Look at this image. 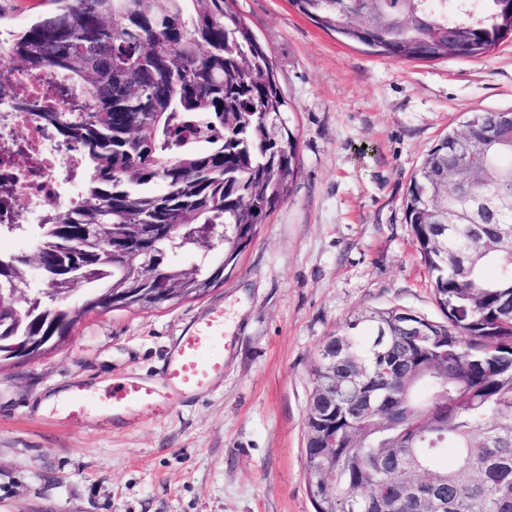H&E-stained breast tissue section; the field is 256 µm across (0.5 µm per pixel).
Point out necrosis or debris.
Masks as SVG:
<instances>
[{
  "label": "necrosis or debris",
  "instance_id": "1",
  "mask_svg": "<svg viewBox=\"0 0 512 512\" xmlns=\"http://www.w3.org/2000/svg\"><path fill=\"white\" fill-rule=\"evenodd\" d=\"M17 93L32 99H51L67 81L51 70L17 69ZM82 152L60 142L30 112L0 109V226L37 224L47 198L67 204L81 194Z\"/></svg>",
  "mask_w": 512,
  "mask_h": 512
}]
</instances>
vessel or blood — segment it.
Instances as JSON below:
<instances>
[{"label": "vessel or blood", "mask_w": 512, "mask_h": 512, "mask_svg": "<svg viewBox=\"0 0 512 512\" xmlns=\"http://www.w3.org/2000/svg\"><path fill=\"white\" fill-rule=\"evenodd\" d=\"M226 339L223 311H208L176 338L160 381L127 376L101 388L77 385L61 410L67 418L79 422L94 412H166L176 399L205 392L223 379L224 364L212 359L210 350Z\"/></svg>", "instance_id": "b4317fda"}]
</instances>
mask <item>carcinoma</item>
Wrapping results in <instances>:
<instances>
[{
  "label": "carcinoma",
  "mask_w": 512,
  "mask_h": 512,
  "mask_svg": "<svg viewBox=\"0 0 512 512\" xmlns=\"http://www.w3.org/2000/svg\"><path fill=\"white\" fill-rule=\"evenodd\" d=\"M53 16L0 40V102L32 112L84 154L87 190L47 209L37 249L0 254V281L22 298L0 320L15 336H68L86 302L126 310L138 282L92 246L145 225L157 296L172 283L196 296L224 282L281 204L299 148L276 68L229 0H55ZM320 28L394 60L481 58L512 37V0H289ZM65 73L74 98L16 95L12 70ZM503 129L483 155L448 149ZM463 171L467 195L448 194ZM512 110L483 112L425 155L404 200L443 319L401 306L349 317L312 369L306 412L308 494L315 512H512ZM446 207L453 223L430 215ZM153 224H175L162 233ZM219 225L212 255L197 237ZM53 265L90 288L51 302L26 269ZM336 383V408L322 393ZM336 455L313 462L329 437ZM336 471L323 494L320 470Z\"/></svg>",
  "instance_id": "obj_1"
}]
</instances>
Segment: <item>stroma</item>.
<instances>
[{"instance_id": "1", "label": "stroma", "mask_w": 512, "mask_h": 512, "mask_svg": "<svg viewBox=\"0 0 512 512\" xmlns=\"http://www.w3.org/2000/svg\"><path fill=\"white\" fill-rule=\"evenodd\" d=\"M272 58L299 141L284 202L223 284L158 308L82 317L69 339L0 366V512H314L305 483L311 368L348 316L399 305L440 319L405 221L409 179L449 128L512 110V38L487 56L391 60L289 0H234ZM54 0H0V31ZM213 308L224 377L162 415L69 420L75 384L160 380L172 343Z\"/></svg>"}]
</instances>
